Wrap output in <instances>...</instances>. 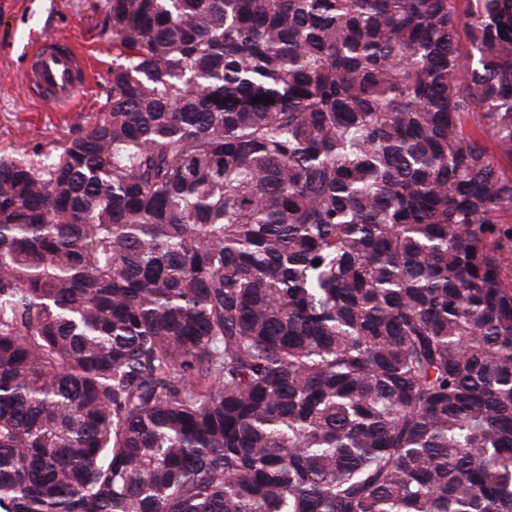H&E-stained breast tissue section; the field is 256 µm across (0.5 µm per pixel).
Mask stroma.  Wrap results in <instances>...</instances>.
I'll list each match as a JSON object with an SVG mask.
<instances>
[{"label": "stroma", "mask_w": 512, "mask_h": 512, "mask_svg": "<svg viewBox=\"0 0 512 512\" xmlns=\"http://www.w3.org/2000/svg\"><path fill=\"white\" fill-rule=\"evenodd\" d=\"M105 0H0V157L39 160L102 117L109 96L112 37ZM43 36H65L84 51L95 77L81 111L47 109L25 82L28 50Z\"/></svg>", "instance_id": "stroma-1"}]
</instances>
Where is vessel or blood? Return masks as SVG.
<instances>
[{
  "label": "vessel or blood",
  "mask_w": 512,
  "mask_h": 512,
  "mask_svg": "<svg viewBox=\"0 0 512 512\" xmlns=\"http://www.w3.org/2000/svg\"><path fill=\"white\" fill-rule=\"evenodd\" d=\"M25 79L33 97L75 110L91 83L90 64L70 39L46 36L31 46Z\"/></svg>",
  "instance_id": "b4317fda"
}]
</instances>
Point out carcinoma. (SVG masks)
<instances>
[{"instance_id":"1","label":"carcinoma","mask_w":512,"mask_h":512,"mask_svg":"<svg viewBox=\"0 0 512 512\" xmlns=\"http://www.w3.org/2000/svg\"><path fill=\"white\" fill-rule=\"evenodd\" d=\"M466 2L105 0L103 117L0 158V512H512V0Z\"/></svg>"}]
</instances>
